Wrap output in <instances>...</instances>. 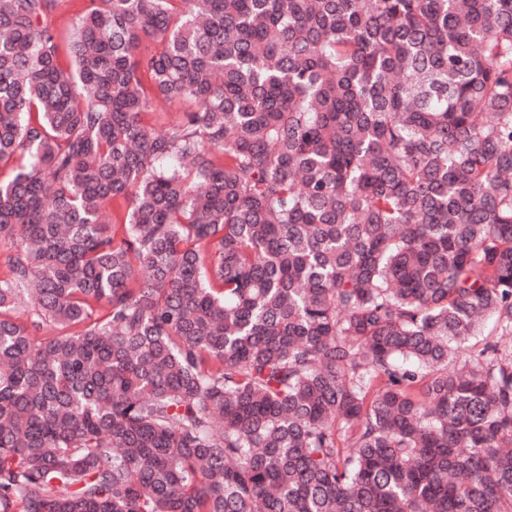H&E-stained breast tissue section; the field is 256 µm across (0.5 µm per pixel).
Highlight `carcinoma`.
<instances>
[{"instance_id":"1","label":"carcinoma","mask_w":512,"mask_h":512,"mask_svg":"<svg viewBox=\"0 0 512 512\" xmlns=\"http://www.w3.org/2000/svg\"><path fill=\"white\" fill-rule=\"evenodd\" d=\"M58 4L0 0V512H512V0ZM60 6L56 10L54 21L57 28L65 31L72 27L77 13L83 9L86 2L78 0H62Z\"/></svg>"}]
</instances>
